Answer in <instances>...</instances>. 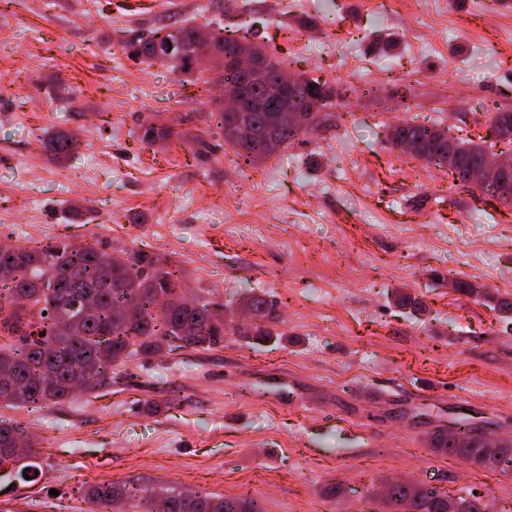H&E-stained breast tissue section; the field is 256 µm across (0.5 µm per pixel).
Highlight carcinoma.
<instances>
[{"label":"carcinoma","mask_w":512,"mask_h":512,"mask_svg":"<svg viewBox=\"0 0 512 512\" xmlns=\"http://www.w3.org/2000/svg\"><path fill=\"white\" fill-rule=\"evenodd\" d=\"M197 25L184 20L164 25L147 34L135 32L123 46L127 56L142 64L156 62L169 65L176 73L192 81L204 78L190 56V42ZM169 32L172 51L155 50L154 41ZM235 51V44L219 36L210 69L224 70V56ZM328 84L319 78L301 77L294 88L298 104ZM239 123L254 129L256 138L250 144L229 137V126ZM217 128L224 141L246 165L255 163V154L270 135L278 146L268 150V159L301 135V131L279 129L273 112L217 113ZM170 135L157 126L139 129L138 140L153 145ZM397 147L410 140L419 145L416 157L440 167H447L456 181H465L488 152L486 142L456 139L444 129L404 122L390 130ZM72 134L56 132L45 138L44 147L57 160L69 158L76 149ZM101 252L91 244L82 246L66 242L49 244L40 249L14 245L0 247V369L13 373L14 384H0V408H38L58 403L72 395V389L94 390L112 386V380L123 373L129 359L138 354L157 356L186 347L208 349L224 341L226 330L211 327L210 304L194 300L191 306L178 302L182 297L179 268L173 262L147 253H120L112 256V264L126 268L120 286L112 284V276L100 270ZM173 298L161 310L150 307L155 294ZM245 309L255 318L246 334L271 336L270 325L278 316L273 304L259 294L245 302ZM26 437L22 424L0 417V463L13 462L18 472L35 477L38 466L31 455L15 456V443ZM430 447L437 452L460 457L473 465L506 472L512 469V454L501 459L485 447L481 439L469 436L455 441L436 434ZM390 492L380 498L383 512H448L444 492H433L420 483L405 487L387 480ZM462 508L458 512H505L495 510V502L469 491L455 495ZM166 512H264L261 502L252 498H225L221 495L167 491L101 483L83 491V501L96 508L114 512H155L157 500Z\"/></svg>","instance_id":"1"}]
</instances>
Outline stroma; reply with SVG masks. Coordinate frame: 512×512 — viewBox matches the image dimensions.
I'll return each instance as SVG.
<instances>
[{"mask_svg": "<svg viewBox=\"0 0 512 512\" xmlns=\"http://www.w3.org/2000/svg\"><path fill=\"white\" fill-rule=\"evenodd\" d=\"M187 18L256 28L288 72L326 81L316 128L245 165L216 126L219 80L122 49ZM498 112L512 113L503 0H0V245L154 254L201 301L258 293L279 316L276 335L135 357L110 388L7 410L40 469L0 472V512H83L101 482L375 512L389 478L512 506V471L429 445L470 415L512 437V313L491 302L512 299V207L389 137L409 120L476 140ZM149 119L172 136L141 143ZM57 131L78 140L63 164L41 145Z\"/></svg>", "mask_w": 512, "mask_h": 512, "instance_id": "35a3bbf8", "label": "stroma"}]
</instances>
